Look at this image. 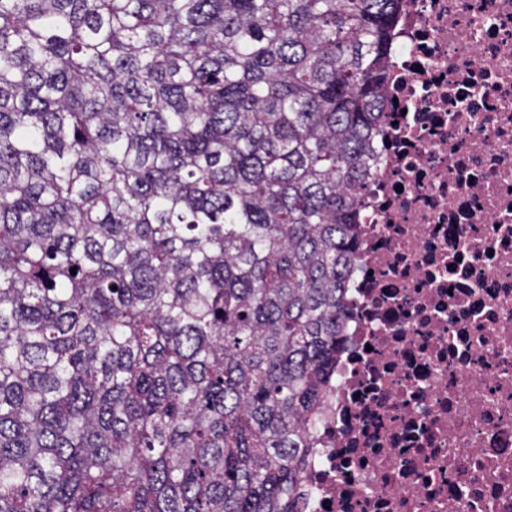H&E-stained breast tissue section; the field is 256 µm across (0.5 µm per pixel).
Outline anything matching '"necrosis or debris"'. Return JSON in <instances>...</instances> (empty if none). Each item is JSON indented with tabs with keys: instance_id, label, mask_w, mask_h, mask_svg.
I'll return each mask as SVG.
<instances>
[{
	"instance_id": "obj_1",
	"label": "necrosis or debris",
	"mask_w": 512,
	"mask_h": 512,
	"mask_svg": "<svg viewBox=\"0 0 512 512\" xmlns=\"http://www.w3.org/2000/svg\"><path fill=\"white\" fill-rule=\"evenodd\" d=\"M300 512H512V0H402Z\"/></svg>"
}]
</instances>
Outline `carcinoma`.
<instances>
[{
  "label": "carcinoma",
  "mask_w": 512,
  "mask_h": 512,
  "mask_svg": "<svg viewBox=\"0 0 512 512\" xmlns=\"http://www.w3.org/2000/svg\"><path fill=\"white\" fill-rule=\"evenodd\" d=\"M401 0H0V512H299Z\"/></svg>",
  "instance_id": "1"
}]
</instances>
